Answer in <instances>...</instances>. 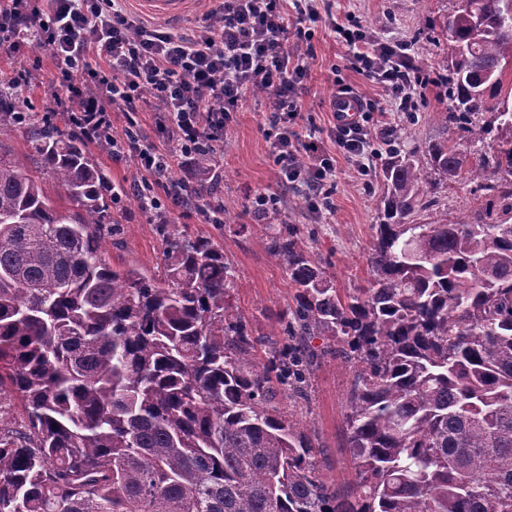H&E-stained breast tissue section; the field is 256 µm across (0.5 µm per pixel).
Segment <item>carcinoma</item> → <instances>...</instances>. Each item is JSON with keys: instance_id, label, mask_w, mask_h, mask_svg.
<instances>
[{"instance_id": "obj_1", "label": "carcinoma", "mask_w": 512, "mask_h": 512, "mask_svg": "<svg viewBox=\"0 0 512 512\" xmlns=\"http://www.w3.org/2000/svg\"><path fill=\"white\" fill-rule=\"evenodd\" d=\"M462 2L436 75L446 136L422 161L395 129L368 286L341 297L296 232L269 236L295 293L266 357L214 240L167 232L161 282L105 260L108 175L80 136L31 118L39 175L0 157V402L27 414L22 431L0 420V512H512V181L487 177L512 176V35L500 0ZM23 110L0 106V136ZM431 173L476 184L483 213L413 223ZM211 188L204 159L192 189ZM327 357L353 373L344 489L273 405L307 401Z\"/></svg>"}]
</instances>
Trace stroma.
<instances>
[{"label":"stroma","mask_w":512,"mask_h":512,"mask_svg":"<svg viewBox=\"0 0 512 512\" xmlns=\"http://www.w3.org/2000/svg\"><path fill=\"white\" fill-rule=\"evenodd\" d=\"M329 13L336 17L352 14L368 26L371 33L385 40L411 44L414 70L431 72L449 56L450 48L440 26L457 10L459 0H324ZM346 47L330 36L328 29H319L310 50L308 91L302 98L299 121L301 133H315L321 149L335 152L332 126L334 119L329 101L336 88H352L359 94L383 104L385 112L377 126L380 136L387 137L393 127L403 121L404 112L390 104L381 87L348 68ZM25 53L39 63L26 99L32 111L44 113L53 105L58 87L56 69L42 49L29 47ZM414 141L417 148L442 138L444 130L438 111L445 106L442 89L434 83L418 87L415 95ZM268 99L250 96L235 112L224 132V146L212 157L219 170V188L212 199L224 209L227 225L207 223L194 208L171 209L169 224L177 231L193 237L213 239L223 246L225 256L237 270V281L231 301L248 324L258 354H265L268 341L281 337V328L273 312L287 309L294 290L282 260L268 249V231L253 216V201L264 190L279 194L277 223L299 227L316 226L317 232L309 246L340 294L366 286L370 278L367 252L378 222L380 199L384 191L385 157L372 160L371 175H359L352 161L337 154L336 178L331 185L332 211L313 214L307 206V190L300 185H279L270 129ZM93 159L105 169L120 193L114 197L111 218L117 219L116 231L105 239V258L115 268L133 266L162 278L160 267L161 231L138 207L131 192L140 181L137 166L131 159L113 160L111 152L89 145ZM435 204L418 212L421 223H437L447 217L471 212L478 206L473 184L465 181L431 191ZM352 375L339 361L328 358L316 368L309 401L300 416L304 431L311 435L315 450L311 461L318 473L329 483L343 485L354 476L344 433L345 398Z\"/></svg>","instance_id":"35a3bbf8"}]
</instances>
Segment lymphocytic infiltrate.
Wrapping results in <instances>:
<instances>
[{"mask_svg": "<svg viewBox=\"0 0 512 512\" xmlns=\"http://www.w3.org/2000/svg\"><path fill=\"white\" fill-rule=\"evenodd\" d=\"M320 0H215L201 26L172 31L135 15L130 0H0V43L18 52L38 42L55 62L62 90L53 112L84 140L134 151L142 173L135 192H151L174 165L192 167L224 141V126L256 89L273 98L275 163L282 181L305 183L320 200L336 159L297 128L310 66L307 44L319 22L347 47L350 65L392 102L413 103L408 54L373 39L355 16L323 18ZM158 103L161 143H144L133 120L146 100ZM359 117L334 127L340 151L369 173L367 125L378 101L359 98ZM127 115L115 130L113 113Z\"/></svg>", "mask_w": 512, "mask_h": 512, "instance_id": "lymphocytic-infiltrate-1", "label": "lymphocytic infiltrate"}]
</instances>
